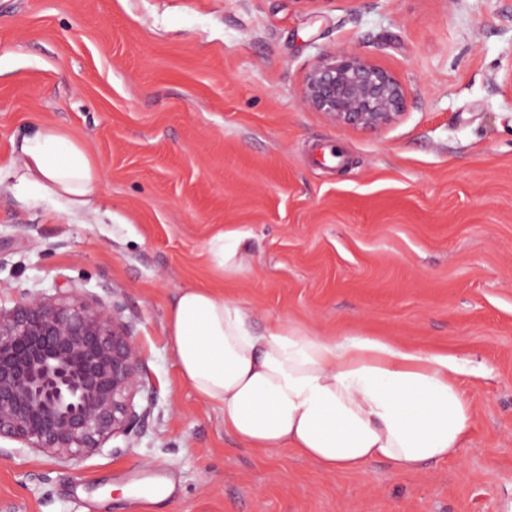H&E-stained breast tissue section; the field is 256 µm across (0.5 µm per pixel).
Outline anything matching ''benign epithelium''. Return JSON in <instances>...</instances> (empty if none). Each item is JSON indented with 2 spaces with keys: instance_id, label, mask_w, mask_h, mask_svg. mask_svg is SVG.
<instances>
[{
  "instance_id": "benign-epithelium-1",
  "label": "benign epithelium",
  "mask_w": 512,
  "mask_h": 512,
  "mask_svg": "<svg viewBox=\"0 0 512 512\" xmlns=\"http://www.w3.org/2000/svg\"><path fill=\"white\" fill-rule=\"evenodd\" d=\"M299 99L338 127L380 132L403 115L406 88L340 47L310 66ZM121 311L74 291L0 306V439L69 461L137 431L142 357Z\"/></svg>"
}]
</instances>
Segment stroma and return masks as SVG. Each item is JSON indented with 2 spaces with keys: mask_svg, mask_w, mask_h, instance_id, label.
Here are the masks:
<instances>
[{
  "mask_svg": "<svg viewBox=\"0 0 512 512\" xmlns=\"http://www.w3.org/2000/svg\"><path fill=\"white\" fill-rule=\"evenodd\" d=\"M353 46L396 74L381 132L298 102ZM512 0H0V305L74 289L119 302L143 359L141 430L63 462L0 442V512H512ZM101 172L85 207L21 183L36 126ZM240 237L243 271L207 243ZM214 288L257 327L385 336L464 368L473 430L417 473H329L259 452L181 379L178 290Z\"/></svg>",
  "mask_w": 512,
  "mask_h": 512,
  "instance_id": "1",
  "label": "stroma"
}]
</instances>
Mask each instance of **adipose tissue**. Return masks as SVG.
I'll return each mask as SVG.
<instances>
[{"label": "adipose tissue", "instance_id": "adipose-tissue-1", "mask_svg": "<svg viewBox=\"0 0 512 512\" xmlns=\"http://www.w3.org/2000/svg\"><path fill=\"white\" fill-rule=\"evenodd\" d=\"M21 151L43 194L89 204L99 172L80 143L44 126ZM254 321V309L207 288L179 291L167 316L182 380L246 447L290 448L327 472L356 474L383 460L412 474L456 455L474 426L448 354L291 323L259 331Z\"/></svg>", "mask_w": 512, "mask_h": 512}]
</instances>
